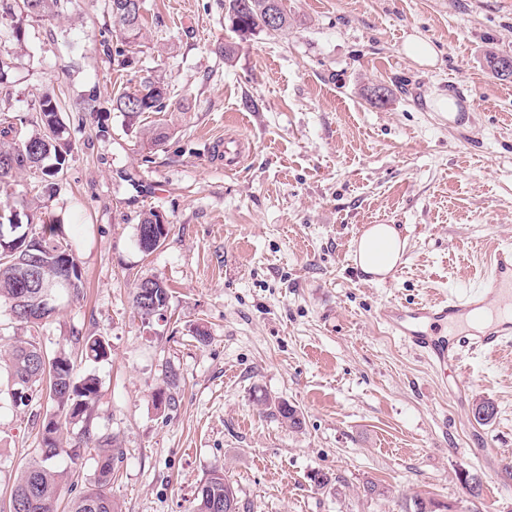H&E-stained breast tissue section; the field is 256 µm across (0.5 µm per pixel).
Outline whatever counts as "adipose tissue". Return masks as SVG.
Segmentation results:
<instances>
[{"label":"adipose tissue","instance_id":"1","mask_svg":"<svg viewBox=\"0 0 512 512\" xmlns=\"http://www.w3.org/2000/svg\"><path fill=\"white\" fill-rule=\"evenodd\" d=\"M405 241L396 226L372 224L354 245V261L364 274L383 278L401 262Z\"/></svg>","mask_w":512,"mask_h":512}]
</instances>
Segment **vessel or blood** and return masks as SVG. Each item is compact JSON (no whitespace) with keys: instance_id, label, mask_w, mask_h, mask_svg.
I'll list each match as a JSON object with an SVG mask.
<instances>
[{"instance_id":"b4317fda","label":"vessel or blood","mask_w":512,"mask_h":512,"mask_svg":"<svg viewBox=\"0 0 512 512\" xmlns=\"http://www.w3.org/2000/svg\"><path fill=\"white\" fill-rule=\"evenodd\" d=\"M494 305L508 306V314L494 317L479 334L449 336V327L463 324L472 313ZM375 317L441 372L460 364L462 350L511 346L512 247L503 245L490 254L483 279L464 296L429 303L387 302L377 309Z\"/></svg>"}]
</instances>
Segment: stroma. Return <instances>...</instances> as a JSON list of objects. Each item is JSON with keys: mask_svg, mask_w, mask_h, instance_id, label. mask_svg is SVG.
<instances>
[{"mask_svg": "<svg viewBox=\"0 0 512 512\" xmlns=\"http://www.w3.org/2000/svg\"><path fill=\"white\" fill-rule=\"evenodd\" d=\"M136 68L103 40L106 0H68L57 15L0 19V52L14 68L0 86V129L32 116L55 89L72 145L51 197L28 179L19 220L59 224L84 284L37 330L0 307V351L36 337L73 350L104 336L111 356L78 362L100 380L84 420L124 455L112 496L121 512H191L201 483L224 468L246 512H413L418 499L448 512H512V350L466 351L437 375L377 323L388 301L416 303L479 281L482 259L512 244V81L485 57L512 55V0H284L290 26L238 40L224 0H145ZM432 43L435 65L403 50ZM237 42L232 60L218 47ZM170 108L129 120L112 99L143 70ZM386 86L377 107L367 93ZM97 92L99 109L82 99ZM454 98L455 117L438 111ZM167 138L151 147L145 129ZM243 140L225 173V136ZM170 228L152 254L137 243L145 212ZM371 224L397 225L406 246L376 282L353 261ZM165 281L164 320L143 324L138 279ZM208 333L207 343L190 334ZM174 405L157 408L166 368ZM0 368V501L40 446L46 402L14 407ZM492 402L490 422L476 404ZM296 407L301 430L275 406ZM95 450L60 455L61 503L94 478ZM330 476L314 484L315 472ZM482 483L469 498L465 477ZM383 495L368 498L366 482Z\"/></svg>", "mask_w": 512, "mask_h": 512, "instance_id": "35a3bbf8", "label": "stroma"}]
</instances>
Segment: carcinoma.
<instances>
[{"mask_svg": "<svg viewBox=\"0 0 512 512\" xmlns=\"http://www.w3.org/2000/svg\"><path fill=\"white\" fill-rule=\"evenodd\" d=\"M28 1L32 7L25 6L20 12L35 20L49 17L60 8V0H21V3ZM108 8L112 28L119 33L121 43H136L142 37L144 0H109ZM224 11L231 31L242 41L259 32L277 35L289 25L282 0H224ZM51 104L59 105L58 97L46 91L35 107L39 119L17 118L20 126H32L31 131L18 144L0 143V197L8 195L9 188L21 175L47 192L64 168L66 156L61 142L65 140L66 127L60 112L45 111ZM168 107L163 81L151 76L143 78L134 91L112 100V109L134 116L164 112ZM136 232L139 248L151 253L168 237L169 225L159 223L158 214L150 210L141 218ZM36 236L44 248L38 272L58 279L60 295L79 294L81 271L69 244L60 238L57 225L42 222ZM141 284L142 281H137L133 291L137 316L145 319V308L150 306L154 307L153 316L163 315L169 304V288L163 285L144 293ZM35 292L37 289L19 279L15 263L0 256V303L11 311L20 296ZM75 341L80 345L81 357L87 361L97 362L108 355L109 344L101 336H78ZM3 361L11 377V391L18 396L16 405L26 407L40 394L49 406L39 429V453L20 469L10 490L8 512H57L63 475L56 469L55 459L65 448L78 456L88 445L89 431L76 433L74 428L90 405L99 401V381L93 374L77 376L69 354L50 353L34 339L17 341L5 352ZM277 412L290 428H302L303 420L295 407L280 403ZM98 442L95 478L91 487L69 502L68 512H119L118 504L112 499V476L115 461L124 452L114 447L109 435L98 438ZM229 498L238 499L237 491L224 475V468L215 466L199 486L193 512H214L215 505H222Z\"/></svg>", "mask_w": 512, "mask_h": 512, "instance_id": "cac0c4a2", "label": "carcinoma"}]
</instances>
